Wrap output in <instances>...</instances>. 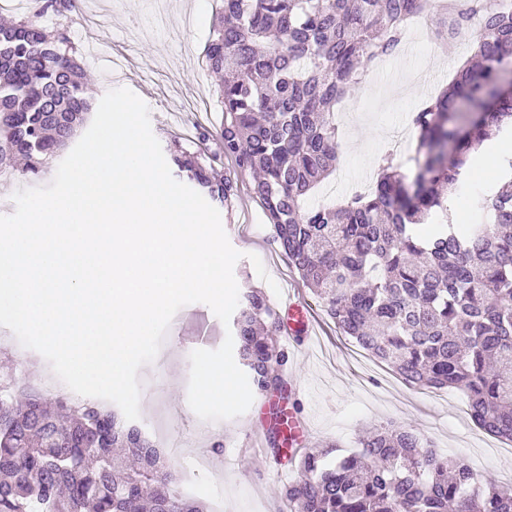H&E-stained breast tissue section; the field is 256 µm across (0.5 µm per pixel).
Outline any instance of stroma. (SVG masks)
Instances as JSON below:
<instances>
[{
	"instance_id": "obj_1",
	"label": "stroma",
	"mask_w": 512,
	"mask_h": 512,
	"mask_svg": "<svg viewBox=\"0 0 512 512\" xmlns=\"http://www.w3.org/2000/svg\"><path fill=\"white\" fill-rule=\"evenodd\" d=\"M216 7V0H85L64 17L47 12L41 23L67 37L97 95L121 87L137 94L149 108L153 134L167 146L173 135L190 137L197 125L216 127L222 121L213 95L215 77L203 56ZM431 27V17L416 19L400 55L370 69L356 93L337 106L340 163L331 180L307 199V206L343 200L356 184L374 180L378 159L394 143L393 131L401 132L407 150L415 149L410 114L445 87L471 54V34L460 35L458 52L450 56L431 39ZM196 96L205 101L206 110L184 111L183 103ZM220 214L231 245L244 254L234 267L240 290L261 289L273 305L278 302L276 289L296 290L315 331L316 347L306 356L299 353L292 335L279 338L292 377V399L281 402L280 408L299 406L313 425L302 444L281 433V447L294 456L329 442L351 450L367 429L394 421L425 435L440 456L464 459L476 474L512 486V443L474 426L461 391L406 385L336 328L322 302L278 251L273 227L248 183H241L233 207ZM255 256L262 260L268 279L258 277L251 262ZM201 326L209 332L205 349L219 348L226 328L206 304L193 303L176 313L158 359L139 371L140 417L135 425L154 436L167 408L179 407L183 419L177 429L185 447L197 448L207 433L217 435L227 464L216 462L193 472L189 459L183 458L171 468L181 493L203 501L210 512H288L279 496L284 479L263 460L238 453L252 429H268L272 397L255 396L243 415L217 422L199 419L187 406L189 355L197 347L195 331ZM49 368L39 353L24 347L0 355V369L12 371L25 390L39 391Z\"/></svg>"
}]
</instances>
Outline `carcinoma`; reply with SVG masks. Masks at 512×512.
<instances>
[{
  "mask_svg": "<svg viewBox=\"0 0 512 512\" xmlns=\"http://www.w3.org/2000/svg\"><path fill=\"white\" fill-rule=\"evenodd\" d=\"M435 18L453 51L474 35V61L411 114L412 168L389 155L371 192L307 208L336 170V105L372 63L393 55L410 21ZM0 171L27 160L37 176L67 149L94 107L75 50L34 17L0 27ZM224 120L175 143L177 171L227 208L250 176L273 242L345 335L408 385L455 388L472 421L512 441V155L484 191L475 224L453 222L482 149L512 137V8L500 0H222L205 50ZM217 146L209 150L207 142ZM234 170L221 172L224 160ZM427 227L429 232L420 233ZM238 354L259 395L283 397L282 322L250 288L233 321ZM17 394L0 384V512H208L173 484L169 464L111 408ZM359 449L307 451L280 491L289 512H512V490L443 459L426 438L388 422Z\"/></svg>",
  "mask_w": 512,
  "mask_h": 512,
  "instance_id": "cac0c4a2",
  "label": "carcinoma"
}]
</instances>
